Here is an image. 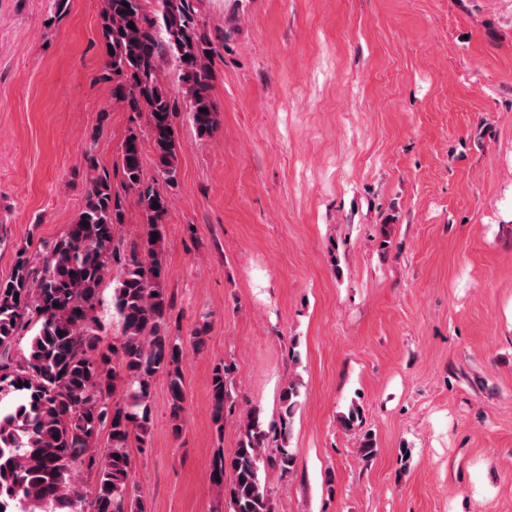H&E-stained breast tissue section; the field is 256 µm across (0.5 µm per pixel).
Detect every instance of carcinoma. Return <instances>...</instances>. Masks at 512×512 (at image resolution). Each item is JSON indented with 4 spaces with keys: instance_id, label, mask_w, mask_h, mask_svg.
I'll return each mask as SVG.
<instances>
[{
    "instance_id": "cac0c4a2",
    "label": "carcinoma",
    "mask_w": 512,
    "mask_h": 512,
    "mask_svg": "<svg viewBox=\"0 0 512 512\" xmlns=\"http://www.w3.org/2000/svg\"><path fill=\"white\" fill-rule=\"evenodd\" d=\"M196 2L103 0L101 79L112 83V99L126 111L147 114L157 179L145 180L140 133L130 129L120 147L121 191L113 190L107 176L94 178L84 209L54 245L37 261L17 250L11 276L0 280V404L12 402L0 409V512H146L134 487L130 448L144 442L158 374L168 380L173 429H181L182 364L187 348L200 349L204 339L200 329L187 340L168 332L173 301L164 287L162 224L169 197L157 184L177 182L181 143L174 112L189 113L201 139L221 127L211 95L212 62L227 34L208 30ZM171 63L179 98L166 84ZM128 195L143 217L140 234L130 242L118 236ZM114 267L119 276L112 311L122 329L117 346L101 336L98 316L101 285ZM30 327L36 333L12 353ZM119 381L130 389L124 402L112 401ZM211 387L212 416L220 424L227 393L224 367L213 371ZM298 398L291 381L281 394L282 420L293 418ZM240 431L234 454L214 462V485L229 501V512H274L262 471L268 464L293 468L294 453L282 443L274 456H264L266 432L253 411ZM76 470L94 474L91 493L72 484ZM227 471L232 473L228 485Z\"/></svg>"
}]
</instances>
